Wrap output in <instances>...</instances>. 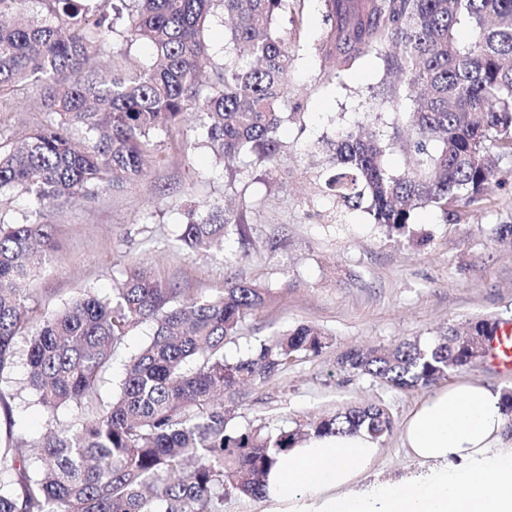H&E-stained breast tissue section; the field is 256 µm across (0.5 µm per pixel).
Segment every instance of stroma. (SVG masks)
<instances>
[{
  "label": "stroma",
  "instance_id": "1",
  "mask_svg": "<svg viewBox=\"0 0 512 512\" xmlns=\"http://www.w3.org/2000/svg\"><path fill=\"white\" fill-rule=\"evenodd\" d=\"M279 25L299 29L300 38L283 105L289 118L276 133L277 159L260 162L246 154L218 161L203 145L201 120L193 114L176 129L157 131L147 176L46 210L58 248L32 283L28 316L38 319L44 309L87 288L111 293L132 262L172 284L183 302L217 294L230 281H252L270 289L271 297L227 340L226 360L300 324L327 333L330 345L319 355L292 361L263 385L225 398L233 424L275 434L343 408L379 405L394 427L380 442L375 477L416 478L427 467L406 455L399 428L429 389L399 392L342 369L337 359L353 347L432 342L446 327L477 315L512 319V249L492 239L500 225H512V168L498 170L487 208L462 224H444L428 207L417 210L419 230L433 238L426 248L388 237L366 209L339 210L325 189L330 143L358 125L369 126L387 146L386 169L401 173L413 159L402 115L414 106L397 102L398 85L376 57L323 79L320 0H299L295 14ZM151 55L149 46L116 34L89 68L132 72ZM39 98V88H20L8 111L0 112V127L20 136L49 121ZM225 202L241 215L242 231H230L220 252L189 258L176 246L189 206ZM152 332L147 322L125 337L105 375L101 401L117 394L130 356ZM17 347L0 386L12 395L14 436L30 442L43 435L46 416L23 387L26 338H18Z\"/></svg>",
  "mask_w": 512,
  "mask_h": 512
}]
</instances>
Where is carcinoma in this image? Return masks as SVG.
I'll use <instances>...</instances> for the list:
<instances>
[{"mask_svg": "<svg viewBox=\"0 0 512 512\" xmlns=\"http://www.w3.org/2000/svg\"><path fill=\"white\" fill-rule=\"evenodd\" d=\"M47 15L0 23V98L18 87L43 92L55 119L17 137L0 131V190L18 188L39 206L76 204L146 174L153 134L202 117L204 143L219 158L258 150L274 158L283 121L293 44L277 21L295 0H41ZM325 37L319 51L338 72L370 56L402 78L400 96L417 103L404 114L414 157L394 175L376 133L347 132L330 160L328 195L340 206L368 204L388 237H415L413 215L432 207L460 224L487 201L496 162L512 158V0H322ZM231 19L225 48L254 64L224 59L207 91L200 87L204 34L215 10ZM122 26L129 42L152 49V61L126 74L85 78L88 62ZM471 38L461 42L458 26ZM92 137L76 147L70 130ZM439 143L430 153L426 142ZM242 219L221 204L191 211L177 239L193 257L223 249ZM55 250L50 225L0 224V382L14 364L16 339L27 337L25 387L47 414L48 432L22 449L14 444L12 394L0 388V512H224V496H263L264 478L302 434L229 425L214 397L261 385L299 354L318 355L330 341L301 324L236 361L224 341L269 297L238 281L189 306L175 289L132 262L111 296L85 290L42 312L31 324L25 285ZM150 321V342L131 357L119 392L96 401L112 356L134 326ZM497 319L475 317L435 343L392 349L352 348L341 368L397 391L428 388L474 365V337L490 336ZM84 410L64 425L58 412ZM498 408L512 427V388ZM389 412L350 408L309 424L307 435L391 432Z\"/></svg>", "mask_w": 512, "mask_h": 512, "instance_id": "carcinoma-1", "label": "carcinoma"}]
</instances>
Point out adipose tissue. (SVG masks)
Here are the masks:
<instances>
[{
    "mask_svg": "<svg viewBox=\"0 0 512 512\" xmlns=\"http://www.w3.org/2000/svg\"><path fill=\"white\" fill-rule=\"evenodd\" d=\"M499 394L462 380L420 403L404 420L402 447L426 464L417 480L361 486L381 449L363 431L309 436L265 477L273 512H512V448L504 446Z\"/></svg>",
    "mask_w": 512,
    "mask_h": 512,
    "instance_id": "1",
    "label": "adipose tissue"
}]
</instances>
